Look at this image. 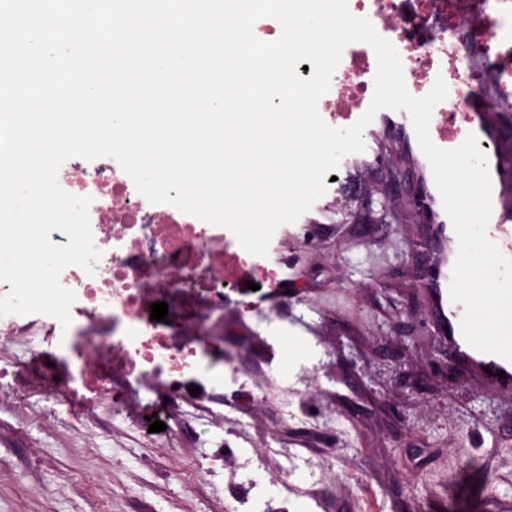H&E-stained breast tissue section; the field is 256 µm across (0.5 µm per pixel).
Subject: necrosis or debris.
Here are the masks:
<instances>
[{
    "label": "necrosis or debris",
    "instance_id": "obj_1",
    "mask_svg": "<svg viewBox=\"0 0 512 512\" xmlns=\"http://www.w3.org/2000/svg\"><path fill=\"white\" fill-rule=\"evenodd\" d=\"M350 12L368 18L397 49L410 94L426 95L443 79L447 97L432 111L436 146L462 144L476 118L512 112V0H348ZM376 58L370 45L345 46L317 109L330 127L347 126L371 102ZM60 187L90 198L89 220L101 258L93 272L72 265L60 274L74 292L71 324L41 314L0 316V343L23 346L15 359L13 390L50 392L79 408L87 395L114 413L146 394L140 431L149 415L164 420L200 409L201 393L223 387L224 348L212 346L206 328L184 336L176 323L150 318L154 295H190L195 307L220 311L224 293L248 266L262 280L276 278L278 252L256 256L227 228L165 203L149 202L118 162L80 157L59 168Z\"/></svg>",
    "mask_w": 512,
    "mask_h": 512
}]
</instances>
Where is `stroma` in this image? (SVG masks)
Masks as SVG:
<instances>
[{
    "label": "stroma",
    "mask_w": 512,
    "mask_h": 512,
    "mask_svg": "<svg viewBox=\"0 0 512 512\" xmlns=\"http://www.w3.org/2000/svg\"><path fill=\"white\" fill-rule=\"evenodd\" d=\"M361 154L345 156L334 185L281 248L279 284L256 291L238 285L224 303V345L245 376L287 374L289 342L266 344L267 326L241 316L242 304L283 327H298L330 350L317 379L297 374L287 405L248 402L221 390L222 428L207 413L168 420L165 437L144 441L133 416L70 413L50 394L26 400L17 424L6 379H0V512H252L257 485L278 492L287 452L319 462L316 475L293 478L313 490L311 512H457L474 485L491 512L512 503V394L460 373L444 390L418 391L405 378L430 368L427 337L407 327L405 310L423 303L411 261L421 228L366 229L336 219L333 198L349 194ZM395 350L404 379L377 385L368 373L384 347ZM407 429L424 453L411 459L396 433ZM223 448L224 460L208 454ZM416 469L415 485L402 481ZM455 470L464 483L432 487L433 473Z\"/></svg>",
    "instance_id": "stroma-1"
}]
</instances>
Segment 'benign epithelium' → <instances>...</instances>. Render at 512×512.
<instances>
[{
	"instance_id": "obj_1",
	"label": "benign epithelium",
	"mask_w": 512,
	"mask_h": 512,
	"mask_svg": "<svg viewBox=\"0 0 512 512\" xmlns=\"http://www.w3.org/2000/svg\"><path fill=\"white\" fill-rule=\"evenodd\" d=\"M363 207L370 218L368 224H419L427 228V213L421 208V185L412 172L404 167L399 158L390 155L384 162L368 172L364 182ZM438 371L435 376L447 381L454 379L460 367L455 357L440 352ZM400 375L398 360L393 352L380 358L375 369L377 382L386 384Z\"/></svg>"
}]
</instances>
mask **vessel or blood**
Segmentation results:
<instances>
[{"label": "vessel or blood", "instance_id": "obj_1", "mask_svg": "<svg viewBox=\"0 0 512 512\" xmlns=\"http://www.w3.org/2000/svg\"><path fill=\"white\" fill-rule=\"evenodd\" d=\"M491 178V216L487 235L501 254L512 258V203L504 190V177L496 154H488ZM427 274V314L443 344L477 379L503 392H512V361L484 353L467 343L461 330L463 307L449 297L448 266L458 253V240L445 213L439 212L431 226Z\"/></svg>", "mask_w": 512, "mask_h": 512}]
</instances>
